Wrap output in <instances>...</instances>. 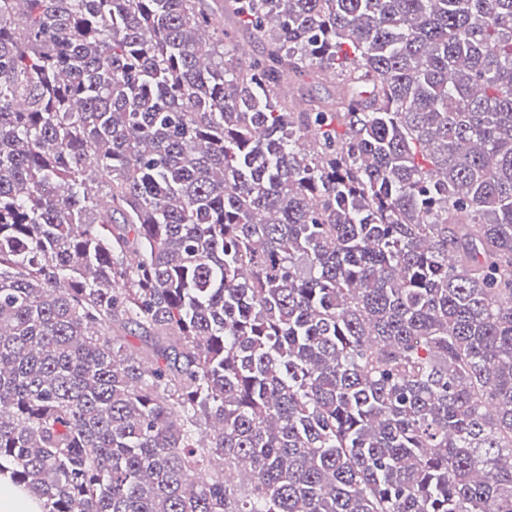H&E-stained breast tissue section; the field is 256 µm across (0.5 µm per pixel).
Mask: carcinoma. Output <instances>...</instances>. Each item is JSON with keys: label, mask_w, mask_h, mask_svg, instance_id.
Returning <instances> with one entry per match:
<instances>
[{"label": "carcinoma", "mask_w": 512, "mask_h": 512, "mask_svg": "<svg viewBox=\"0 0 512 512\" xmlns=\"http://www.w3.org/2000/svg\"><path fill=\"white\" fill-rule=\"evenodd\" d=\"M233 2L246 66L203 0H0V475L512 512V0ZM241 43H247L251 45V53L248 55H242L238 52V50H235L227 54L228 57H226V59L233 58L239 64L246 65L253 59L260 56L263 47V40L260 36L251 34L250 32H247L245 30H239L237 41H235L234 44L238 47V45ZM288 81H283L276 88V94L284 99H299L301 97L305 99L309 98H320L324 100H336V87H342L345 90V94L347 93L346 87L342 82L338 80L333 81H320L313 77H306L303 82H295L292 81L291 85L294 88V94L292 96H283L280 93L281 86Z\"/></svg>", "instance_id": "1"}]
</instances>
